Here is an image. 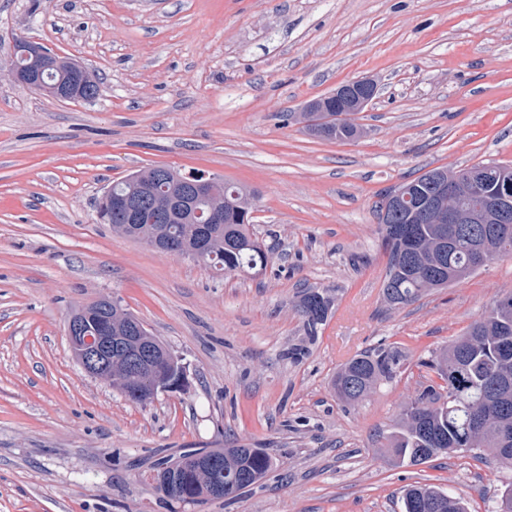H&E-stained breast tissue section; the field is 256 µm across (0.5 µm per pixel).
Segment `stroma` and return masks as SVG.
I'll use <instances>...</instances> for the list:
<instances>
[{
  "mask_svg": "<svg viewBox=\"0 0 512 512\" xmlns=\"http://www.w3.org/2000/svg\"><path fill=\"white\" fill-rule=\"evenodd\" d=\"M18 31L101 94L61 101L0 74V512H401L417 482L489 512L511 473L395 467L375 435L427 384L419 361L512 292V257L389 307L374 205L437 167L512 164V0H0V66ZM361 77L378 93L353 116L360 138L297 121ZM153 165L255 189L266 271L219 276L100 223L104 189ZM308 288L335 299L311 343ZM101 296L181 359L184 390L142 407L81 368L66 321ZM380 344L406 371L343 403L338 366ZM239 445L271 455L262 486L195 505L158 490V459Z\"/></svg>",
  "mask_w": 512,
  "mask_h": 512,
  "instance_id": "1",
  "label": "stroma"
}]
</instances>
